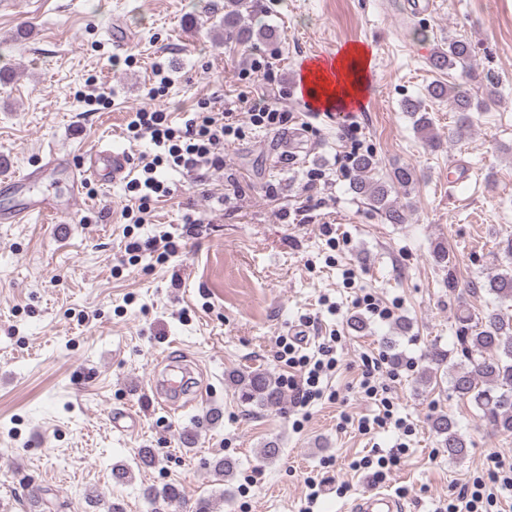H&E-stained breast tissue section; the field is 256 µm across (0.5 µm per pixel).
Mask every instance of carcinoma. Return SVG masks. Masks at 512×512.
Instances as JSON below:
<instances>
[{"instance_id": "obj_1", "label": "carcinoma", "mask_w": 512, "mask_h": 512, "mask_svg": "<svg viewBox=\"0 0 512 512\" xmlns=\"http://www.w3.org/2000/svg\"><path fill=\"white\" fill-rule=\"evenodd\" d=\"M248 0H227L224 6V30L234 33L242 43L268 39L275 35L269 28L253 29L246 21L249 12ZM430 66L445 70L469 71L473 67L471 45L462 40L448 41V49H438L429 57ZM433 99H448L452 109L459 113L455 135L463 138L471 127V113L488 108L494 100V92L486 91V97L479 99L459 91L454 85L437 81L428 88ZM405 112L415 117L416 129L426 141L434 143L437 135L432 133L433 124L423 112L422 102L406 99ZM352 168L356 177L351 190L391 224L405 220L403 209L390 199L392 190H409L415 183V172L407 166H396L385 178L377 177V162L371 155L355 158ZM437 264L448 271V287L457 286L458 278L454 265L448 257L447 248L440 242L432 250ZM491 265L495 273L481 285L473 282L472 289L483 287L503 305L512 303V235L498 243L492 253ZM459 362L454 365L451 388L461 400L472 404L479 412L480 419L494 430L512 433V319L491 311L482 317L467 308H460L455 314V348ZM237 391L239 401L258 407H274L281 402L283 391L269 372L257 369L250 372L234 373L229 376ZM431 429L439 437L441 447L448 457L460 459L467 453V442L459 433L455 420L446 413L432 418ZM143 496L153 504L161 503L170 507L182 499V492L175 484L161 487L148 485Z\"/></svg>"}]
</instances>
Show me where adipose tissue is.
I'll use <instances>...</instances> for the list:
<instances>
[{"label": "adipose tissue", "instance_id": "1", "mask_svg": "<svg viewBox=\"0 0 512 512\" xmlns=\"http://www.w3.org/2000/svg\"><path fill=\"white\" fill-rule=\"evenodd\" d=\"M370 54L353 45L333 60L304 64L303 81L310 100L327 109H344L359 103L368 88Z\"/></svg>", "mask_w": 512, "mask_h": 512}]
</instances>
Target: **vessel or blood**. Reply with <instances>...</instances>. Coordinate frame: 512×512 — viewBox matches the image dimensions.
Masks as SVG:
<instances>
[{
  "mask_svg": "<svg viewBox=\"0 0 512 512\" xmlns=\"http://www.w3.org/2000/svg\"><path fill=\"white\" fill-rule=\"evenodd\" d=\"M130 165L128 153L108 142L97 146L76 167L69 165L65 160L49 158L21 177L9 180L8 185L17 194L18 199L0 209V222L22 224L35 214L45 217L73 214L76 205L80 203L81 185L85 180L91 178L105 186L116 184L129 177ZM49 173L64 174L71 182V203L66 208H59L49 196L30 194L26 191L29 182L43 179ZM350 512H403V504L390 494L376 492L356 500Z\"/></svg>",
  "mask_w": 512,
  "mask_h": 512,
  "instance_id": "vessel-or-blood-1",
  "label": "vessel or blood"
}]
</instances>
